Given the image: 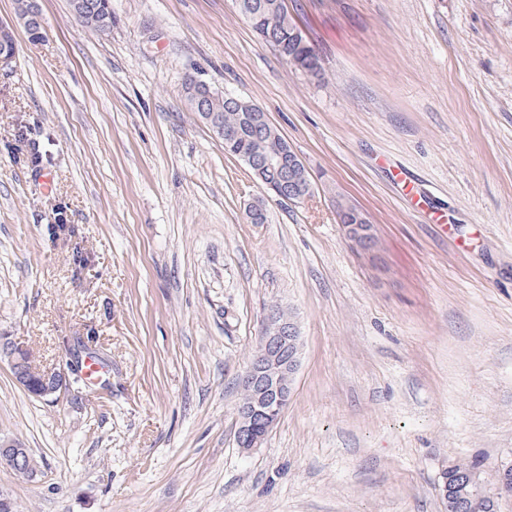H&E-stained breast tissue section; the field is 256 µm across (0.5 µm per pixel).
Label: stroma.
I'll return each mask as SVG.
<instances>
[{"mask_svg": "<svg viewBox=\"0 0 512 512\" xmlns=\"http://www.w3.org/2000/svg\"><path fill=\"white\" fill-rule=\"evenodd\" d=\"M39 2L36 39L0 0V337L46 370L78 339L105 364L47 401L0 361V440L32 467L0 465V494L19 512H448V464L512 461V0H287L317 77L234 0H112L107 36ZM189 75L268 113L306 202L225 153ZM274 304L303 351L245 452L238 379ZM355 210H349V212H352L355 216H357V223L356 224H349L351 221H349L347 218H345V224H342V227L345 229L347 236L349 239L361 250L367 251L370 250L374 243H375V237L371 233V224H368L367 219L364 217L361 211L354 207Z\"/></svg>", "mask_w": 512, "mask_h": 512, "instance_id": "1", "label": "stroma"}]
</instances>
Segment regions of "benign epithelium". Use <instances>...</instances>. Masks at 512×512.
<instances>
[{
  "mask_svg": "<svg viewBox=\"0 0 512 512\" xmlns=\"http://www.w3.org/2000/svg\"><path fill=\"white\" fill-rule=\"evenodd\" d=\"M15 54V41L12 28L0 23V65L8 64ZM237 103L252 111V118L266 130L274 126L267 113L253 103L237 100ZM299 167V158L287 146L282 145L273 151L261 164L257 173L281 172L285 169ZM267 189L280 199L301 203L312 193V184H296L294 178H289L284 184L277 179L265 181ZM357 223L343 224L349 239L361 250L371 249L375 237L371 233V225L361 211L355 209ZM300 336L294 322L280 309H271L265 316L261 344L258 352L248 368L241 374L239 384L253 390V400L237 408L238 434L252 429L256 416L264 418V429L270 430L278 420L279 409L286 403L291 394L293 376L299 365ZM512 486L508 480H503L495 486L482 487L477 480H468L453 489L451 496L453 505L458 509H477L485 498H497L509 492Z\"/></svg>",
  "mask_w": 512,
  "mask_h": 512,
  "instance_id": "benign-epithelium-1",
  "label": "benign epithelium"
}]
</instances>
